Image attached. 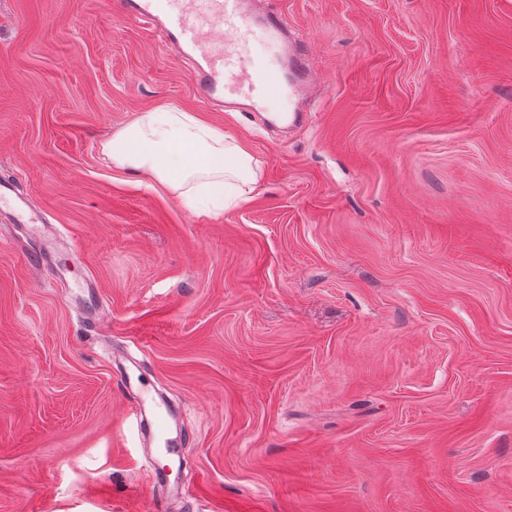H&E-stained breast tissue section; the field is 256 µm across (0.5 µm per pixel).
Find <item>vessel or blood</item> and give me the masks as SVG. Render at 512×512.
<instances>
[{
    "mask_svg": "<svg viewBox=\"0 0 512 512\" xmlns=\"http://www.w3.org/2000/svg\"><path fill=\"white\" fill-rule=\"evenodd\" d=\"M252 0H119L125 16L159 25L166 43L193 63L192 88L203 104L225 99L240 100L243 109L264 110L273 93L304 100L316 77L300 66L301 54L289 48V76H280L270 58L252 46L256 32L282 35L280 20L271 13L254 14ZM0 219L11 224L35 225L41 237L52 234L39 211L14 184L0 182ZM125 388L135 390L132 413L139 421H151L159 439L167 437V417L157 406L140 373L126 371ZM178 448L167 444L164 460L153 459L149 469L157 483L166 484Z\"/></svg>",
    "mask_w": 512,
    "mask_h": 512,
    "instance_id": "1",
    "label": "vessel or blood"
}]
</instances>
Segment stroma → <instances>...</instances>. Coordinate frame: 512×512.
I'll return each instance as SVG.
<instances>
[{
  "mask_svg": "<svg viewBox=\"0 0 512 512\" xmlns=\"http://www.w3.org/2000/svg\"><path fill=\"white\" fill-rule=\"evenodd\" d=\"M304 123L216 112L115 0H0V512H512V0H271ZM197 113L258 162L199 215L102 144ZM178 413L157 496L123 358ZM1 218L8 224H42L33 225L32 228L41 237L53 235L52 227L45 225L46 220L39 211L10 182H0V220Z\"/></svg>",
  "mask_w": 512,
  "mask_h": 512,
  "instance_id": "stroma-1",
  "label": "stroma"
}]
</instances>
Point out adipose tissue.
<instances>
[{"label": "adipose tissue", "mask_w": 512, "mask_h": 512, "mask_svg": "<svg viewBox=\"0 0 512 512\" xmlns=\"http://www.w3.org/2000/svg\"><path fill=\"white\" fill-rule=\"evenodd\" d=\"M102 151L113 166L149 175L193 211L239 202L257 181V162L243 141L174 106L142 113Z\"/></svg>", "instance_id": "obj_1"}]
</instances>
